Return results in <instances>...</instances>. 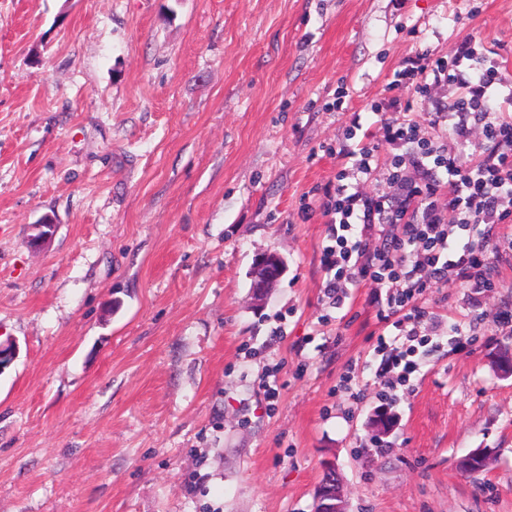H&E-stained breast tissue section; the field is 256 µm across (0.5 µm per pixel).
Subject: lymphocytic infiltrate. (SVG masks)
Segmentation results:
<instances>
[{"mask_svg":"<svg viewBox=\"0 0 512 512\" xmlns=\"http://www.w3.org/2000/svg\"><path fill=\"white\" fill-rule=\"evenodd\" d=\"M391 78L419 95L440 83L461 94L436 113L433 137L421 134L399 100L371 104L377 146L389 156L387 189L360 190L376 146L359 142L342 148L335 187L304 202L302 212L321 213L330 224L321 264L333 304L342 305L347 286L366 281L386 291L378 316L389 334L378 340L377 372L388 376L385 395L392 399L418 370L419 350L429 343L417 299L450 276L476 296L497 285L488 247L512 223V113L501 108L512 102V90L498 60L472 40L446 57L419 55ZM452 143L470 150L469 164L449 151Z\"/></svg>","mask_w":512,"mask_h":512,"instance_id":"1","label":"lymphocytic infiltrate"}]
</instances>
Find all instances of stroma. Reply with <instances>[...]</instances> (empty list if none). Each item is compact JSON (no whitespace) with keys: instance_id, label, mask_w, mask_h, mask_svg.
<instances>
[{"instance_id":"1","label":"stroma","mask_w":512,"mask_h":512,"mask_svg":"<svg viewBox=\"0 0 512 512\" xmlns=\"http://www.w3.org/2000/svg\"><path fill=\"white\" fill-rule=\"evenodd\" d=\"M473 38L512 80V0H0V512H312L329 462L349 512H512V241L479 302L421 299L469 340L427 347L379 446V290L333 308L300 216L352 113L434 135L458 89L388 77ZM284 267V264L273 256L260 257L252 275V288H254L255 295L259 296L270 281L279 279L283 274Z\"/></svg>"}]
</instances>
